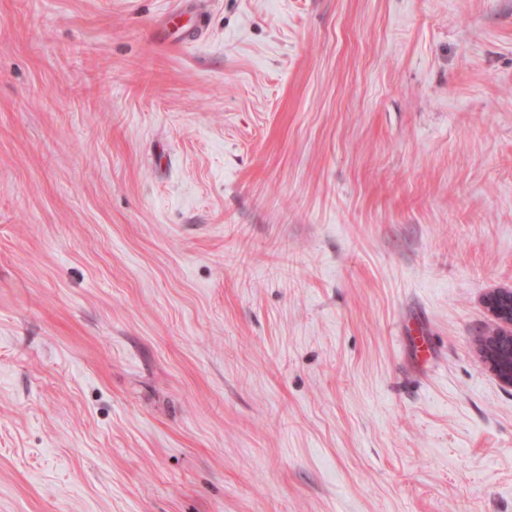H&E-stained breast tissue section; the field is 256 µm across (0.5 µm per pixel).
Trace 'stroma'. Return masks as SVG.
<instances>
[{"label": "stroma", "instance_id": "stroma-1", "mask_svg": "<svg viewBox=\"0 0 512 512\" xmlns=\"http://www.w3.org/2000/svg\"><path fill=\"white\" fill-rule=\"evenodd\" d=\"M501 287L512 0H0V512H512ZM485 304L500 328L476 341L475 352L501 385L512 388V289L491 291Z\"/></svg>", "mask_w": 512, "mask_h": 512}]
</instances>
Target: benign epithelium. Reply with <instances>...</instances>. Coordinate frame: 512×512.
Wrapping results in <instances>:
<instances>
[{"instance_id": "7a95c632", "label": "benign epithelium", "mask_w": 512, "mask_h": 512, "mask_svg": "<svg viewBox=\"0 0 512 512\" xmlns=\"http://www.w3.org/2000/svg\"><path fill=\"white\" fill-rule=\"evenodd\" d=\"M485 304L498 329L476 341L475 352L501 385L512 388V289L491 291Z\"/></svg>"}]
</instances>
